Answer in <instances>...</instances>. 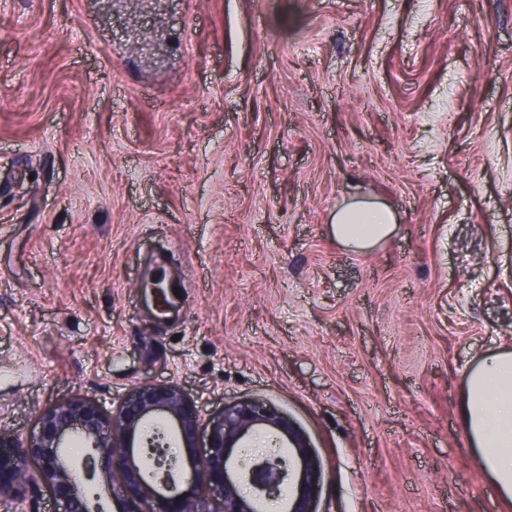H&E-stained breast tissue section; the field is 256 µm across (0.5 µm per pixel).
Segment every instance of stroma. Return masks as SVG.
Masks as SVG:
<instances>
[{
	"label": "stroma",
	"instance_id": "35a3bbf8",
	"mask_svg": "<svg viewBox=\"0 0 512 512\" xmlns=\"http://www.w3.org/2000/svg\"><path fill=\"white\" fill-rule=\"evenodd\" d=\"M363 197L398 224L355 251L332 217ZM497 346L512 0H0L5 452L56 404L175 384L205 421L283 415L313 512H512L460 417ZM174 287L177 286L169 283L165 276L152 275L144 285L142 300L155 315L165 316L170 310L176 309L180 302V292L179 297H176L173 289H166Z\"/></svg>",
	"mask_w": 512,
	"mask_h": 512
}]
</instances>
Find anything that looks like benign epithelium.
<instances>
[{
	"label": "benign epithelium",
	"instance_id": "benign-epithelium-1",
	"mask_svg": "<svg viewBox=\"0 0 512 512\" xmlns=\"http://www.w3.org/2000/svg\"><path fill=\"white\" fill-rule=\"evenodd\" d=\"M199 421L196 407L173 384L145 387L110 417L87 400L60 403L41 415L36 440L0 458V470L9 471L8 479H0V495L19 491L33 479L26 468L33 457L42 461L39 479L61 494L62 512H109L101 493L87 492L90 466L98 455L112 460V468L104 471L106 485L137 498L139 512H263L266 502L278 499L282 488L290 486L294 472L290 456L256 459L234 481L228 471L233 449L246 436L265 430L282 434L297 455H306L305 442L277 411L261 402H243L225 406L212 420L205 458L158 475L157 465L146 453L157 437L150 428H160L172 446L190 448ZM75 441L85 448L80 463L68 453ZM310 484L309 475L297 483V494L285 499L284 512H309ZM182 485L191 488V494H177ZM212 486L222 495L219 505L206 492Z\"/></svg>",
	"mask_w": 512,
	"mask_h": 512
}]
</instances>
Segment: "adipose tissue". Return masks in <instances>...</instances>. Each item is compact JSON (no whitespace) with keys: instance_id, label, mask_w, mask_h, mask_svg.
Wrapping results in <instances>:
<instances>
[{"instance_id":"1","label":"adipose tissue","mask_w":512,"mask_h":512,"mask_svg":"<svg viewBox=\"0 0 512 512\" xmlns=\"http://www.w3.org/2000/svg\"><path fill=\"white\" fill-rule=\"evenodd\" d=\"M397 218L370 199L349 201L333 218L337 240L366 250L389 238ZM462 420L469 443L502 498L512 500V351L490 350L466 376Z\"/></svg>"}]
</instances>
